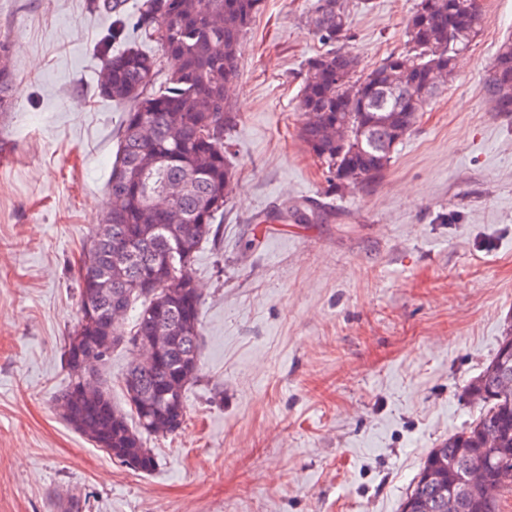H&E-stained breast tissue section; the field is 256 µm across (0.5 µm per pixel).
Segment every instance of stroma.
<instances>
[{
  "instance_id": "35a3bbf8",
  "label": "stroma",
  "mask_w": 512,
  "mask_h": 512,
  "mask_svg": "<svg viewBox=\"0 0 512 512\" xmlns=\"http://www.w3.org/2000/svg\"><path fill=\"white\" fill-rule=\"evenodd\" d=\"M310 0H265L238 45L221 246L193 268L202 352L151 474L56 405L75 269L108 205L123 109L102 98L107 18L85 0H0L13 104L0 112V512H400L426 454L474 422L467 387L512 325V113L484 78L512 0L382 177L337 195L298 136ZM415 0H349L361 70L402 47ZM309 205L306 223L286 208Z\"/></svg>"
}]
</instances>
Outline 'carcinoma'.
I'll use <instances>...</instances> for the list:
<instances>
[{
    "label": "carcinoma",
    "instance_id": "1",
    "mask_svg": "<svg viewBox=\"0 0 512 512\" xmlns=\"http://www.w3.org/2000/svg\"><path fill=\"white\" fill-rule=\"evenodd\" d=\"M264 0H143L128 26L123 0H87V8L112 17L98 45L105 65L99 95L125 108L117 150L107 183L109 206L89 237L78 262L80 312L62 353L70 382L59 396L64 420L94 446L128 468L150 473L158 460L146 446L148 436L180 430L187 418V390L200 369L202 292L192 268L204 242H218L232 171L226 160L224 133L237 115L226 98L239 75L237 46L248 33ZM480 0H417L406 24L405 47L388 54L369 72L359 74V60L348 50L347 0H312L305 25L330 49L307 63L299 107V138L327 164L336 189L369 183L387 169L399 144L415 128L420 112L436 96L426 79L433 69L453 73L482 27ZM167 28L160 44L174 67H159L143 49L151 34ZM121 44L119 53L112 45ZM12 74L0 66V112L11 106ZM512 39L498 48L484 80L495 112L512 113ZM347 129L336 144V124ZM180 183L182 193L164 202L161 190ZM169 328L160 363L133 360L123 378L125 405L117 406L101 379L110 359L95 353L97 341L125 337L135 350L155 335V324ZM512 344V333L468 386L483 409L473 424L431 449L401 504V512H446L443 492L457 488L467 468H482L500 491L512 490V397H497V361ZM97 358L98 393L80 389L88 356ZM487 430L498 441L488 443ZM448 463L442 482L424 473ZM462 512H500V499L489 500L481 488L463 491Z\"/></svg>",
    "mask_w": 512,
    "mask_h": 512
}]
</instances>
